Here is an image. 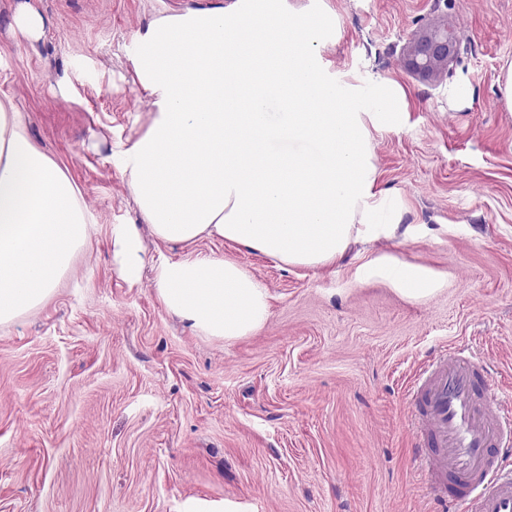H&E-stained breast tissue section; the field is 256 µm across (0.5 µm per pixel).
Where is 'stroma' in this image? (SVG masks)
<instances>
[{
  "instance_id": "35a3bbf8",
  "label": "stroma",
  "mask_w": 512,
  "mask_h": 512,
  "mask_svg": "<svg viewBox=\"0 0 512 512\" xmlns=\"http://www.w3.org/2000/svg\"><path fill=\"white\" fill-rule=\"evenodd\" d=\"M0 0V95L91 210L89 243L53 294L0 324V512H425L405 384L457 339L512 390V0H283L325 21L316 51L347 112L373 115L376 191L401 214L389 238L332 267L242 245L156 240L124 184L119 146L149 122L134 79L160 17L241 0H29L42 38L10 32ZM460 20L448 65L424 76L411 46ZM405 98L398 123L372 101ZM137 225L151 257L199 254L247 270L269 316L227 342L170 313L150 279L120 275L111 227ZM434 280L411 298L378 264Z\"/></svg>"
}]
</instances>
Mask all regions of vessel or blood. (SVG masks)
I'll use <instances>...</instances> for the list:
<instances>
[{
	"instance_id": "b4317fda",
	"label": "vessel or blood",
	"mask_w": 512,
	"mask_h": 512,
	"mask_svg": "<svg viewBox=\"0 0 512 512\" xmlns=\"http://www.w3.org/2000/svg\"><path fill=\"white\" fill-rule=\"evenodd\" d=\"M491 371L455 341L428 355L407 386L418 471L430 500L452 512H512V403Z\"/></svg>"
}]
</instances>
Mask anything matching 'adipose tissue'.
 Segmentation results:
<instances>
[{
	"mask_svg": "<svg viewBox=\"0 0 512 512\" xmlns=\"http://www.w3.org/2000/svg\"><path fill=\"white\" fill-rule=\"evenodd\" d=\"M321 20H289L281 0H248L158 19L140 40L136 73L152 110L122 152L128 190L153 236L192 244L218 237L286 264L335 263L352 238L392 235L372 221L376 168L359 112L335 111L314 60ZM326 104L295 105L309 88ZM289 107L265 112L268 95ZM248 112H228L230 99ZM313 140L316 157L268 149L272 129ZM92 219L68 175L29 137L23 112L0 97V322L40 305L90 237ZM115 264L132 285L151 266L167 309L227 341L258 330L263 286L236 263L211 256L148 260L137 225L111 230Z\"/></svg>",
	"mask_w": 512,
	"mask_h": 512,
	"instance_id": "adipose-tissue-1",
	"label": "adipose tissue"
}]
</instances>
